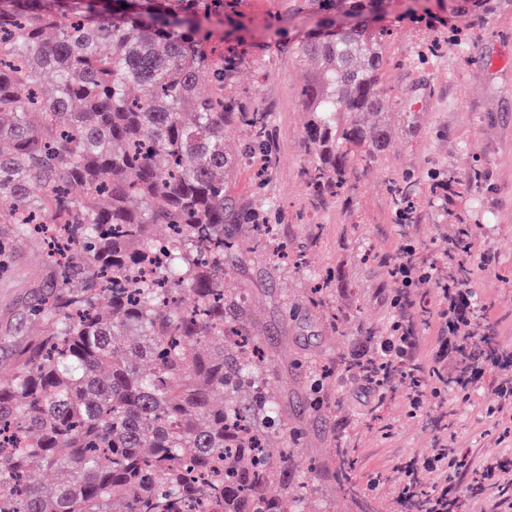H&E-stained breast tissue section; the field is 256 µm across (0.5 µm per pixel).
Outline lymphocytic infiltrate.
<instances>
[{
    "label": "lymphocytic infiltrate",
    "instance_id": "lymphocytic-infiltrate-1",
    "mask_svg": "<svg viewBox=\"0 0 512 512\" xmlns=\"http://www.w3.org/2000/svg\"><path fill=\"white\" fill-rule=\"evenodd\" d=\"M419 228L404 225V256L388 269L394 285L390 298L397 314L387 333L368 337L348 357L360 386L385 399L399 384L409 383L408 413L421 415L426 404L448 407V378L456 374L465 354L475 349L473 340L478 302L464 281L453 275V268H465L476 251L473 244L449 243L444 256L430 260L415 257ZM436 289L435 347L423 353L416 334L411 308L427 289ZM464 461L447 445L434 444L429 458L414 470L406 471L399 490L400 503L418 507L419 512H448V493L463 474ZM477 472L481 490L489 497L492 512H512V466L502 467L485 457Z\"/></svg>",
    "mask_w": 512,
    "mask_h": 512
}]
</instances>
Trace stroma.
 I'll use <instances>...</instances> for the list:
<instances>
[{"label":"stroma","instance_id":"35a3bbf8","mask_svg":"<svg viewBox=\"0 0 512 512\" xmlns=\"http://www.w3.org/2000/svg\"><path fill=\"white\" fill-rule=\"evenodd\" d=\"M429 15L413 19L412 4ZM391 0L387 22L393 60L384 81L390 91L391 144L370 164L354 163L344 196L312 201L303 172L313 162L304 145L306 112L298 91L314 61L296 58L299 31L313 28L302 0H237L214 25L218 49L242 64L232 94L269 112L271 162L256 178L251 155H239L236 189L264 209L275 241L238 254L225 286L248 302L267 356V387L281 425L268 451L289 455V490L305 512H390L398 462L428 455L437 433L461 453L512 459V419L489 414L497 377L484 373L470 399H451L439 425L409 417L405 394L374 405L352 376L336 366L370 332L392 320L387 269L402 243L392 179L417 184L419 257L444 253L457 225L467 224L492 257L473 269L468 286L480 319L499 349L512 350V6L493 9L464 0ZM453 179L457 194L444 203L431 191L432 175ZM39 241L20 247L0 271V382L13 375L12 349L31 298L44 275ZM342 319L331 327L327 315ZM322 379L320 410L308 406L313 370ZM390 433H383L384 423ZM300 439L290 443L289 428ZM376 489H368L373 477Z\"/></svg>","mask_w":512,"mask_h":512}]
</instances>
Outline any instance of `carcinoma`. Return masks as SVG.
I'll list each match as a JSON object with an SVG mask.
<instances>
[{"instance_id": "1", "label": "carcinoma", "mask_w": 512, "mask_h": 512, "mask_svg": "<svg viewBox=\"0 0 512 512\" xmlns=\"http://www.w3.org/2000/svg\"><path fill=\"white\" fill-rule=\"evenodd\" d=\"M378 2L306 0L343 16ZM230 6L0 0V268L40 235L52 281L0 383V512H297L288 455L265 450L277 404L252 312L224 288L265 226L234 192L225 134L268 137L266 112L224 94L240 59L202 32ZM386 36L367 25L293 44L318 63L300 89L317 200L346 193L352 158L389 147ZM413 189L389 185L400 208Z\"/></svg>"}]
</instances>
